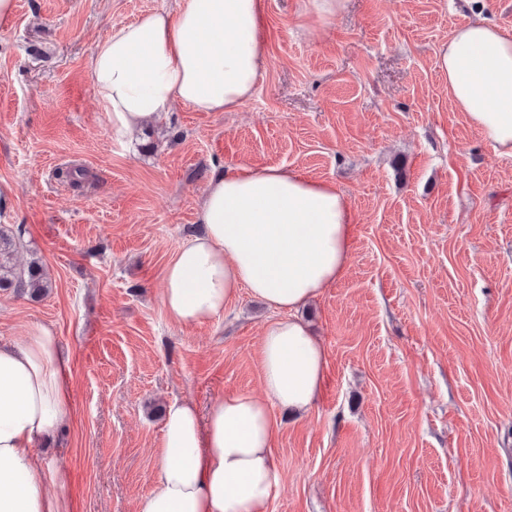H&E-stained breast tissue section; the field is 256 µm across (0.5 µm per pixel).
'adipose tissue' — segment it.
Here are the masks:
<instances>
[{"mask_svg":"<svg viewBox=\"0 0 512 512\" xmlns=\"http://www.w3.org/2000/svg\"><path fill=\"white\" fill-rule=\"evenodd\" d=\"M268 61L263 0H177L172 10L114 27L95 44L89 76L122 141L177 101L198 112L236 111ZM437 65L457 109L512 155V36L474 20L442 44ZM197 221L202 234L185 240L164 271L169 317L184 326L221 319L244 288L284 316L260 342L265 398L227 394L203 415L189 400L169 404L156 487L140 512H266L280 483L271 408L307 412L325 381V350L296 312L344 275L350 206L332 183L241 166L213 176ZM73 385L50 328L0 347V512H66L46 487H64L69 471L37 449L67 421Z\"/></svg>","mask_w":512,"mask_h":512,"instance_id":"adipose-tissue-1","label":"adipose tissue"}]
</instances>
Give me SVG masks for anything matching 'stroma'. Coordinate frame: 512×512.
I'll return each instance as SVG.
<instances>
[{"mask_svg":"<svg viewBox=\"0 0 512 512\" xmlns=\"http://www.w3.org/2000/svg\"><path fill=\"white\" fill-rule=\"evenodd\" d=\"M271 64L234 112L175 105L113 139L89 79L96 42L174 0H15L0 20V229L43 264L39 299L0 289V343L50 326L71 416L43 454L67 512H136L164 410L261 394L277 319L240 292L222 319L173 323L162 272L201 232L214 171L282 166L347 196L349 267L300 312L326 351L316 404L273 407L281 481L266 512H512V155L448 95L440 45L512 0H263ZM81 167L74 187L64 173Z\"/></svg>","mask_w":512,"mask_h":512,"instance_id":"stroma-1","label":"stroma"}]
</instances>
